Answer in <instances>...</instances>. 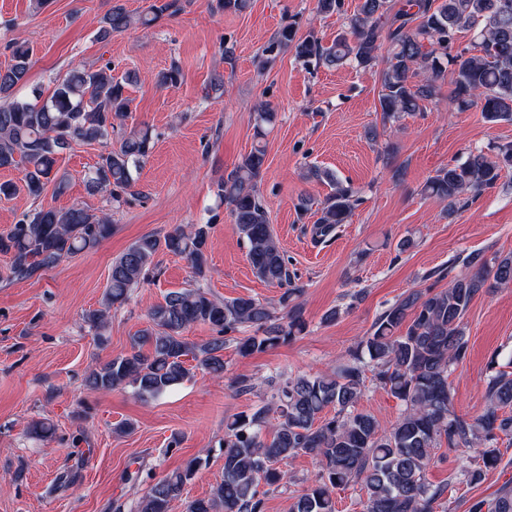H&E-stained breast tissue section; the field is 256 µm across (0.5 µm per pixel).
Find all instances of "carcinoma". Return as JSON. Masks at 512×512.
<instances>
[{
	"label": "carcinoma",
	"instance_id": "cac0c4a2",
	"mask_svg": "<svg viewBox=\"0 0 512 512\" xmlns=\"http://www.w3.org/2000/svg\"><path fill=\"white\" fill-rule=\"evenodd\" d=\"M386 3L361 0L346 31L330 46L312 33L297 36L291 24L278 32L275 43L293 48L308 63L368 67L378 58L380 19L388 13L391 55L379 99L384 119L423 111L448 79L459 110L475 108L490 124L512 122V0H405L392 13ZM181 10L180 0H164L136 16L116 5L103 17L99 37L133 25L148 28ZM465 31L478 32L480 40L458 44ZM8 49L12 63L0 70V169H18L22 178L19 186L0 183V197H12L21 187L38 199L50 184L62 194L68 182L56 169L59 155L74 143L112 140L131 112L128 87L137 75H117L109 63L99 68L76 65L57 79L50 96L35 91L32 100L17 98L15 92L27 84L31 50L24 44ZM276 120L274 108L263 104L255 115V138H263ZM153 146L148 126L121 133L118 146L102 152L88 172L87 191L104 192L122 203ZM265 156V148L255 146L218 185L217 194L231 210L255 274L284 288L279 303L287 310V322H277L258 299L221 300L202 286L211 225L179 224L163 235L147 234L112 261L101 307L84 317L95 335H106L112 309L126 303L133 288L145 281L158 252L184 258L192 283L152 306L147 325L129 337V349L93 369L88 386L105 393L131 387L142 400L156 399L190 378L195 368L223 377L225 335L242 326L253 333L235 340L241 357L264 352L305 329L301 288L292 282L257 190ZM511 168L512 142L475 149L465 160L437 171L422 192L447 203L451 211L464 194L494 187ZM313 175L333 186L315 228L316 236L327 237L348 221L356 199L333 174L316 170ZM111 234L105 213L77 204L40 208L0 233V253L10 256V277L21 281L95 249ZM462 264L469 273L453 278L448 287L416 290L388 307L335 373L271 380L268 402L225 422L223 478L209 497L189 501L187 512H264L259 486L275 491L293 483L280 464L300 454L316 457L319 470L314 482L295 496L291 512H336V490L355 484L360 485L363 512H435L448 487L430 484L427 472L443 446L469 450L481 460L482 465L463 470L470 485L497 468L502 461L498 441L512 437V373L499 371L486 379V407L471 418L451 410L448 371L466 356L463 319L473 299L512 285V255L489 262L470 253ZM194 324L211 326L216 336L201 344L187 341L183 332ZM189 357L195 366L187 365ZM368 370L404 407L388 427L356 409ZM328 409L333 410L329 417ZM207 461L197 456L150 485L136 512H169L170 503ZM470 512H512V490L503 489L491 503L473 502Z\"/></svg>",
	"mask_w": 512,
	"mask_h": 512
}]
</instances>
